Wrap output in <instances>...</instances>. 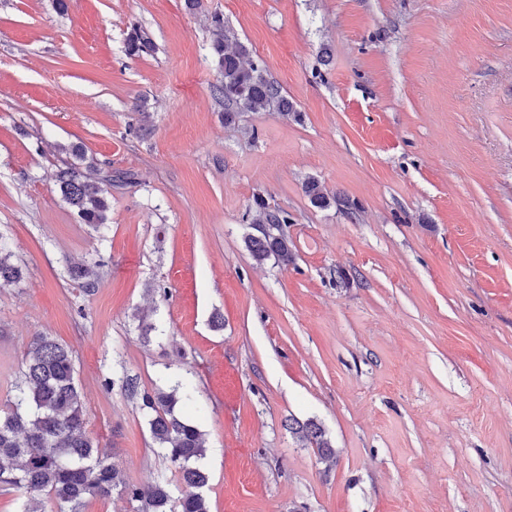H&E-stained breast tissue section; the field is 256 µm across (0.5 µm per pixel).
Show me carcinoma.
Masks as SVG:
<instances>
[{
    "label": "carcinoma",
    "instance_id": "obj_1",
    "mask_svg": "<svg viewBox=\"0 0 512 512\" xmlns=\"http://www.w3.org/2000/svg\"><path fill=\"white\" fill-rule=\"evenodd\" d=\"M211 50L217 60L220 80L214 96L224 102V124L236 123L243 112L277 111L288 115L293 104L281 86L269 79L261 61L249 56L246 46L232 41L220 14L211 16ZM148 34L134 31L127 42L131 55L153 51ZM133 183L132 174L110 168L93 177L77 163L59 167L56 185L83 224L99 228L107 224L112 183ZM311 203L327 207L330 197L318 181L305 184ZM258 234L246 239L247 249L259 264L270 259L281 265L292 261L288 237L280 229L293 220L284 209L269 208L262 198L246 213ZM9 244L0 235V285L19 281L22 268L12 261ZM100 263L74 264L70 278L86 295L100 284ZM121 388L148 415L153 447L171 468L172 478L147 486L130 484L102 457L87 433L84 393L77 377L73 351L50 336L38 334L30 342L20 382L10 406L0 412V487L21 493L18 512H44L43 498L58 506V512H83L91 499L116 494L138 502V512H210L202 489L209 475L200 461L206 448L195 421L177 414L183 395L180 386L169 391L143 390L136 378L127 376ZM288 431L303 448L314 449L322 460L335 458L336 449L325 429L313 419L288 420ZM179 496H174L173 489Z\"/></svg>",
    "mask_w": 512,
    "mask_h": 512
}]
</instances>
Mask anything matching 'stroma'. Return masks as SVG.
<instances>
[{"instance_id":"stroma-1","label":"stroma","mask_w":512,"mask_h":512,"mask_svg":"<svg viewBox=\"0 0 512 512\" xmlns=\"http://www.w3.org/2000/svg\"><path fill=\"white\" fill-rule=\"evenodd\" d=\"M216 13L293 114L224 125ZM75 145L136 177L98 231L55 187ZM257 195L288 265L246 248ZM0 230V406L32 336L67 344L129 483L169 470L126 374L193 384L211 512H512V0H0ZM13 253L6 239L0 234V285L18 282L22 277V268L12 261ZM100 263L74 264L68 268L70 278L77 284L85 295L93 294L100 284V275L97 268ZM288 431L303 448H313L320 459L330 460L336 456L331 439L327 436L325 429L320 423L313 419L300 421L298 419L288 420Z\"/></svg>"}]
</instances>
